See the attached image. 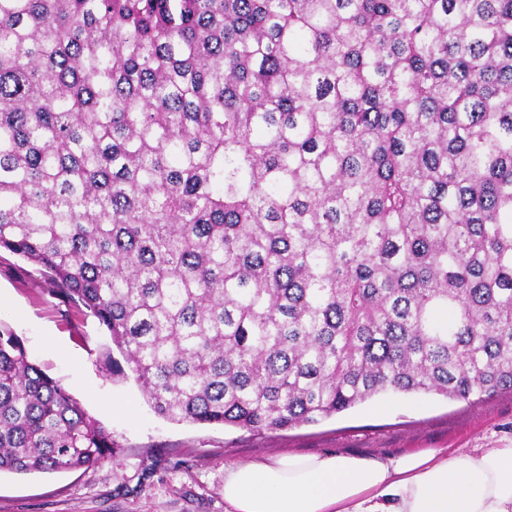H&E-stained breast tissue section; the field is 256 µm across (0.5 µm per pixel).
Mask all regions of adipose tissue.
Here are the masks:
<instances>
[{
  "mask_svg": "<svg viewBox=\"0 0 512 512\" xmlns=\"http://www.w3.org/2000/svg\"><path fill=\"white\" fill-rule=\"evenodd\" d=\"M225 512H512V446L367 460L281 453L224 469Z\"/></svg>",
  "mask_w": 512,
  "mask_h": 512,
  "instance_id": "obj_1",
  "label": "adipose tissue"
}]
</instances>
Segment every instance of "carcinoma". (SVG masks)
<instances>
[{"mask_svg":"<svg viewBox=\"0 0 512 512\" xmlns=\"http://www.w3.org/2000/svg\"><path fill=\"white\" fill-rule=\"evenodd\" d=\"M0 249L171 421L512 391V0H0ZM113 452L0 326V472Z\"/></svg>","mask_w":512,"mask_h":512,"instance_id":"1","label":"carcinoma"}]
</instances>
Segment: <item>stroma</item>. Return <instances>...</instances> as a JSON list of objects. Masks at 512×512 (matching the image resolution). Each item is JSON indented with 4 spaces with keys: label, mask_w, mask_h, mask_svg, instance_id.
<instances>
[{
    "label": "stroma",
    "mask_w": 512,
    "mask_h": 512,
    "mask_svg": "<svg viewBox=\"0 0 512 512\" xmlns=\"http://www.w3.org/2000/svg\"><path fill=\"white\" fill-rule=\"evenodd\" d=\"M0 324L31 361L112 435L101 464L55 473H0V512H224V466L280 452L365 458L430 448L512 445V393L473 403L387 393L336 417L253 433L177 423L149 406L134 377L102 369L115 347L97 319L56 295L42 269L0 252Z\"/></svg>",
    "instance_id": "obj_1"
}]
</instances>
